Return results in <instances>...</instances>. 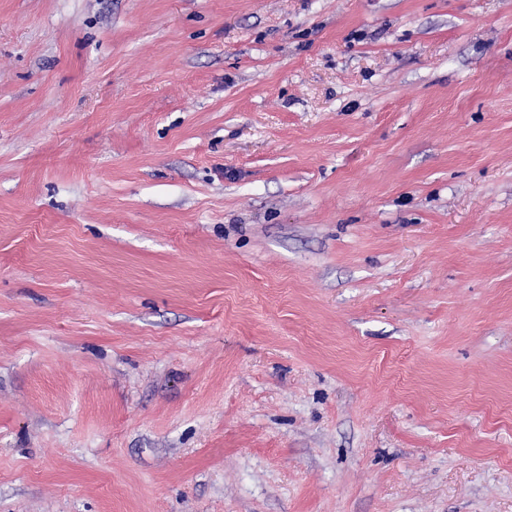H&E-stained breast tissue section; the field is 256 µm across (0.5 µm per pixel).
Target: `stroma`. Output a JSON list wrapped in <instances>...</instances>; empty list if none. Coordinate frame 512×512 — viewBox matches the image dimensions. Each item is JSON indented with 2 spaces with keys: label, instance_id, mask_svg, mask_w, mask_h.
<instances>
[{
  "label": "stroma",
  "instance_id": "stroma-1",
  "mask_svg": "<svg viewBox=\"0 0 512 512\" xmlns=\"http://www.w3.org/2000/svg\"><path fill=\"white\" fill-rule=\"evenodd\" d=\"M0 512H512V0H0Z\"/></svg>",
  "mask_w": 512,
  "mask_h": 512
}]
</instances>
